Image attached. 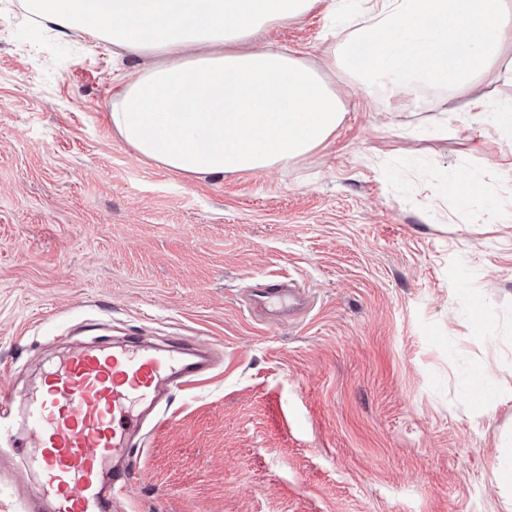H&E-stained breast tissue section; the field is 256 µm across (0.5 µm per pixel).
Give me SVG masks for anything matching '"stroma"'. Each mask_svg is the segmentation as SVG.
Segmentation results:
<instances>
[{
	"instance_id": "1",
	"label": "stroma",
	"mask_w": 512,
	"mask_h": 512,
	"mask_svg": "<svg viewBox=\"0 0 512 512\" xmlns=\"http://www.w3.org/2000/svg\"><path fill=\"white\" fill-rule=\"evenodd\" d=\"M258 40L313 63L332 45L319 11ZM152 62L0 0V376L22 396L70 345L129 336L212 350L131 450L137 512H507L512 149L449 113L445 88L391 102L333 74L345 117L326 144L190 178L108 119L117 77ZM460 172L492 195L449 193ZM268 278L306 311L258 310ZM37 483L16 459L0 512Z\"/></svg>"
}]
</instances>
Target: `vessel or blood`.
Masks as SVG:
<instances>
[{"mask_svg": "<svg viewBox=\"0 0 512 512\" xmlns=\"http://www.w3.org/2000/svg\"><path fill=\"white\" fill-rule=\"evenodd\" d=\"M179 348L139 344L114 349L78 347L44 371L16 412V394L0 382V437L18 426L15 449H27L40 473L37 499L51 512H112L123 479H106L109 462L128 453L140 423L134 405L156 406L176 384L194 385L204 364H182Z\"/></svg>", "mask_w": 512, "mask_h": 512, "instance_id": "obj_1", "label": "vessel or blood"}]
</instances>
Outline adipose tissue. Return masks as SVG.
Listing matches in <instances>:
<instances>
[{
    "instance_id": "ef3b65f1",
    "label": "adipose tissue",
    "mask_w": 512,
    "mask_h": 512,
    "mask_svg": "<svg viewBox=\"0 0 512 512\" xmlns=\"http://www.w3.org/2000/svg\"><path fill=\"white\" fill-rule=\"evenodd\" d=\"M348 32L316 65L259 30L345 0H25L39 22L81 29L152 67L112 95L113 129L144 159L196 178L254 174L302 159L325 144L345 108L326 75L399 88L443 85L467 98L471 120L491 117L512 135V105L488 109L473 90L512 40V0H366Z\"/></svg>"
}]
</instances>
